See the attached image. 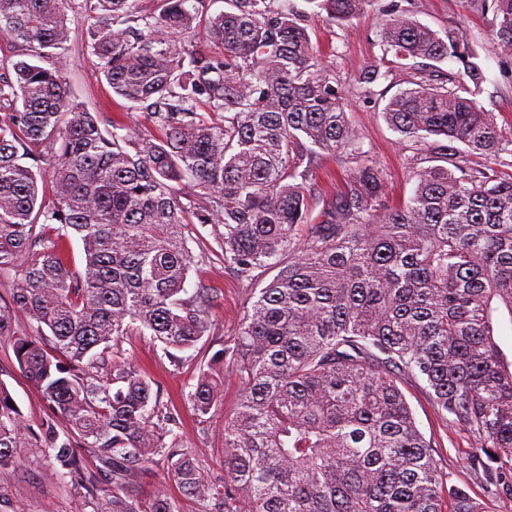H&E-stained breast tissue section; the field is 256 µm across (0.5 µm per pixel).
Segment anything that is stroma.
Listing matches in <instances>:
<instances>
[{"instance_id": "1", "label": "stroma", "mask_w": 512, "mask_h": 512, "mask_svg": "<svg viewBox=\"0 0 512 512\" xmlns=\"http://www.w3.org/2000/svg\"><path fill=\"white\" fill-rule=\"evenodd\" d=\"M392 1L372 0L367 12L348 22L328 21L307 0H292L295 11L303 16L311 41L322 52L321 60L342 89L347 112L357 129L363 147L385 175L384 189L390 202L407 199L415 186L411 143L400 142L382 116L388 100L413 82L457 72L452 61H420L417 70H391L373 85V95H365L357 82L358 75L378 66L383 55L379 30ZM413 17L434 30L458 29L476 53L483 74L475 99L487 112L494 113L502 129L512 128V54L501 53L492 36V14L481 7L480 0H396ZM71 29L67 56L68 86L73 96L103 120L124 122L135 130L146 126L140 112L129 108L126 101L113 95L101 71L87 36L86 15H68ZM275 275L262 270L256 282L238 280L223 263L204 262L191 273L192 283L216 289L219 300L212 309V331L215 342H231L242 318L248 298L255 287L264 286ZM123 348L138 370L159 389L162 400L181 422L180 434L189 448L196 450L211 472H219V451L223 446L224 418L234 412L240 386L233 376L224 378V400L207 422H198L187 401V394L197 373L198 361H206L210 352H200L197 360L173 365L157 342L148 336L125 337ZM0 382L10 390L25 423L40 430L49 408L40 391L20 371L11 346L0 343ZM404 392L427 440L433 444V455L450 484L463 487L476 499L485 500L487 512H512V503L501 506L498 500L486 498L482 484L464 463L472 444L460 426L450 423L436 410L422 383L403 380ZM0 512H90L84 489L61 480L47 455L26 446L18 449L17 462L0 468Z\"/></svg>"}]
</instances>
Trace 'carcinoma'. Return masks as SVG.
Returning <instances> with one entry per match:
<instances>
[{
    "label": "carcinoma",
    "mask_w": 512,
    "mask_h": 512,
    "mask_svg": "<svg viewBox=\"0 0 512 512\" xmlns=\"http://www.w3.org/2000/svg\"><path fill=\"white\" fill-rule=\"evenodd\" d=\"M140 2L0 0V38L21 48L0 65V273L13 282L0 338L53 411L34 435L0 383V467L33 440L93 512H179L164 491L134 494L157 456L203 512H485L438 470L400 388L409 378L466 429V465L488 494L511 502L512 358L497 323L505 312L512 325V136L474 99L482 70L463 36L398 5L382 24L380 65L449 58L472 83L451 73L449 87L418 81L386 103L403 139L451 142L390 205L291 0H226L209 16L203 0ZM307 2L345 22L371 0ZM75 7L113 94L155 132L106 129L70 95ZM482 7L511 54L512 0ZM329 152L362 161L312 219V171ZM72 236L80 270L61 255ZM213 255L241 280L278 269L188 393L203 423L224 368L241 383L215 477L122 349L147 334L179 364L211 343L218 295L189 280ZM19 313L32 332L17 333Z\"/></svg>",
    "instance_id": "obj_1"
}]
</instances>
